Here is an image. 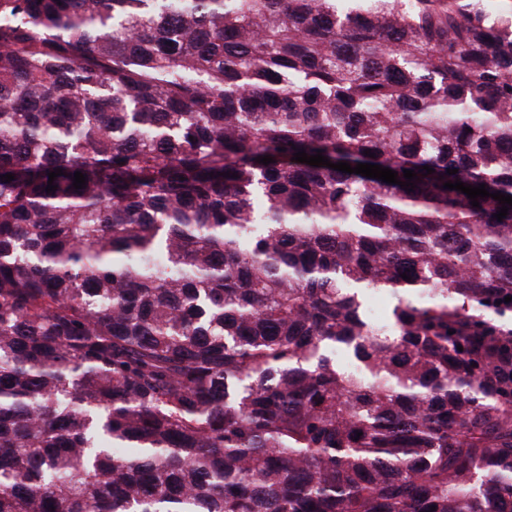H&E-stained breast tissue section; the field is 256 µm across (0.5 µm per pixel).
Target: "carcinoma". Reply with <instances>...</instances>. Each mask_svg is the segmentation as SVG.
<instances>
[{
    "instance_id": "carcinoma-1",
    "label": "carcinoma",
    "mask_w": 512,
    "mask_h": 512,
    "mask_svg": "<svg viewBox=\"0 0 512 512\" xmlns=\"http://www.w3.org/2000/svg\"><path fill=\"white\" fill-rule=\"evenodd\" d=\"M505 2L0 0V512H512Z\"/></svg>"
}]
</instances>
